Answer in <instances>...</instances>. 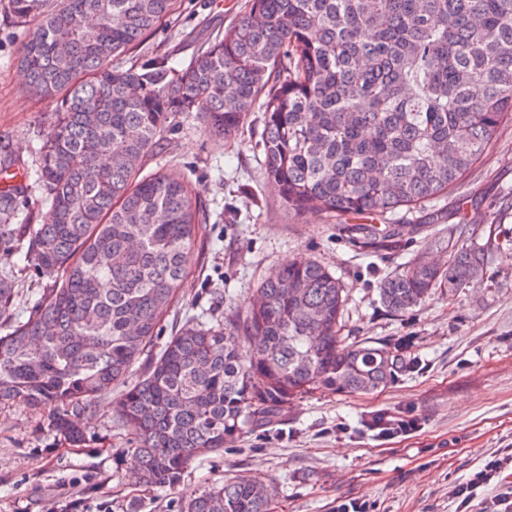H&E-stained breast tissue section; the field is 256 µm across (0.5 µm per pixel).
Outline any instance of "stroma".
<instances>
[{
	"mask_svg": "<svg viewBox=\"0 0 512 512\" xmlns=\"http://www.w3.org/2000/svg\"><path fill=\"white\" fill-rule=\"evenodd\" d=\"M248 0H178L142 50L168 51L181 68L197 39L224 31ZM20 45L0 26V131L31 160L51 106L31 96L17 65ZM259 113L237 136L213 141L194 117H180L164 153L148 165L187 177L210 212L187 258L189 273L163 324L193 308L242 302L260 280L294 259L316 261L349 290L345 331L372 340H407L418 367L370 395L321 390L294 399L277 421L241 428L224 451L191 465L175 490L131 479L132 437L115 419V398L88 411L87 441L72 445L50 429L48 411L0 404V512H181L185 501L230 477H261L275 488L272 512H456L452 489L494 456L512 453V127L469 177V197L449 193L430 213L406 214L417 232L401 250L369 251L325 218L289 213L261 166ZM501 208L497 226L488 215ZM499 242L487 274L456 295L439 290L408 314L381 304L380 281L447 235L457 212ZM414 420L407 435L377 428L375 417Z\"/></svg>",
	"mask_w": 512,
	"mask_h": 512,
	"instance_id": "35a3bbf8",
	"label": "stroma"
}]
</instances>
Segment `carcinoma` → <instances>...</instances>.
Returning a JSON list of instances; mask_svg holds the SVG:
<instances>
[{"instance_id":"cac0c4a2","label":"carcinoma","mask_w":512,"mask_h":512,"mask_svg":"<svg viewBox=\"0 0 512 512\" xmlns=\"http://www.w3.org/2000/svg\"><path fill=\"white\" fill-rule=\"evenodd\" d=\"M174 5L6 0L27 91L52 104L34 171L0 131V175H24L0 186V254L23 257L41 280L18 310L19 267H0V403L52 411V429L79 445L86 419L69 413L124 387L118 421L146 482L164 489L298 396L371 394L416 368L402 342L344 335L348 289L302 260L225 313L186 316L156 346L207 221L185 178L143 174L177 119L193 115L224 139L262 113L258 148L283 206L394 251L416 227L347 220L464 193L512 125V0H248L182 69L158 51L125 64ZM460 232L432 242L448 244V264L414 257L383 278L388 312L442 286L452 296L489 268L492 238L458 246ZM273 496L261 478H227L182 512H272Z\"/></svg>"}]
</instances>
